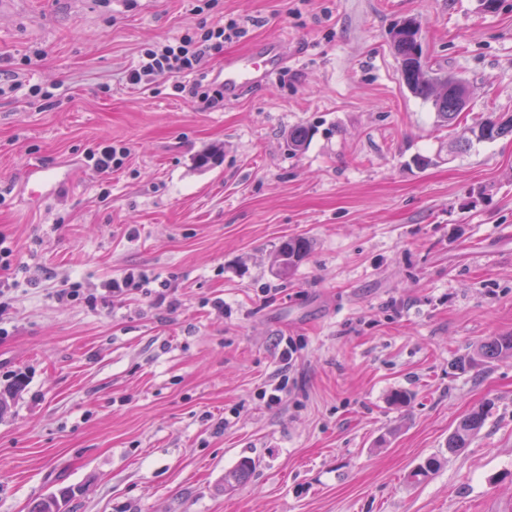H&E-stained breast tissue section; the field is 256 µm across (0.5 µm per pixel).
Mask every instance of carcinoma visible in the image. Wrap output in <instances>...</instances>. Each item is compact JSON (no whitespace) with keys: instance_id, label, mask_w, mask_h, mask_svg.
Here are the masks:
<instances>
[{"instance_id":"1","label":"carcinoma","mask_w":512,"mask_h":512,"mask_svg":"<svg viewBox=\"0 0 512 512\" xmlns=\"http://www.w3.org/2000/svg\"><path fill=\"white\" fill-rule=\"evenodd\" d=\"M413 21L409 20L398 26L392 34V43L397 58L400 61L403 82L408 91L415 97L432 104L438 118L448 126L460 124L457 101L453 97L442 95L437 91V85L442 79L421 69V62L426 60L421 39L412 30ZM512 134V114L489 113L480 122L465 126L457 135V142L468 144L471 139L492 142L503 136ZM309 130L298 127L288 134V148L293 152L303 150L309 140ZM310 248L309 240L301 237H291L284 241L276 252L277 272L287 276L295 270L305 258ZM512 356V333L491 336L481 343L474 354L461 363V366H472L489 362L501 357ZM491 410V403L486 402L472 408L463 415L453 431L448 435V454L453 455L469 447L470 442L483 429ZM440 466L435 457L426 459L409 473V479L418 483L428 478ZM253 462L243 459L232 470L224 473V489L230 490L242 482L251 472ZM75 495L72 489L51 493L42 498L35 506L34 512H65L67 502Z\"/></svg>"}]
</instances>
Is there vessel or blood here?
Wrapping results in <instances>:
<instances>
[{
	"mask_svg": "<svg viewBox=\"0 0 512 512\" xmlns=\"http://www.w3.org/2000/svg\"><path fill=\"white\" fill-rule=\"evenodd\" d=\"M287 63L288 58L279 42H261L246 53L226 56L223 67L214 78L224 87L225 101L231 102L251 86L267 82L271 74Z\"/></svg>",
	"mask_w": 512,
	"mask_h": 512,
	"instance_id": "b4317fda",
	"label": "vessel or blood"
}]
</instances>
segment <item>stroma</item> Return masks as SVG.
<instances>
[{
	"mask_svg": "<svg viewBox=\"0 0 512 512\" xmlns=\"http://www.w3.org/2000/svg\"><path fill=\"white\" fill-rule=\"evenodd\" d=\"M194 6L0 0V70L18 85L0 95V388L25 379L0 415V512L64 488L67 512H512V357L459 366L512 333V135L455 148L391 48L416 19L434 73L467 81L468 123L512 114V0ZM222 17L248 33L208 70L278 40L284 76L211 109L126 85L142 47ZM107 141L130 155L103 181L87 154ZM35 161L65 179L36 202ZM294 236L310 250L283 279L273 257ZM128 271L142 288L106 292ZM66 283L80 296L61 303ZM491 410V403L486 402L472 408L463 415L456 424L453 431L448 435V454L459 453L464 448H468L470 442L483 429Z\"/></svg>",
	"mask_w": 512,
	"mask_h": 512,
	"instance_id": "stroma-1",
	"label": "stroma"
}]
</instances>
